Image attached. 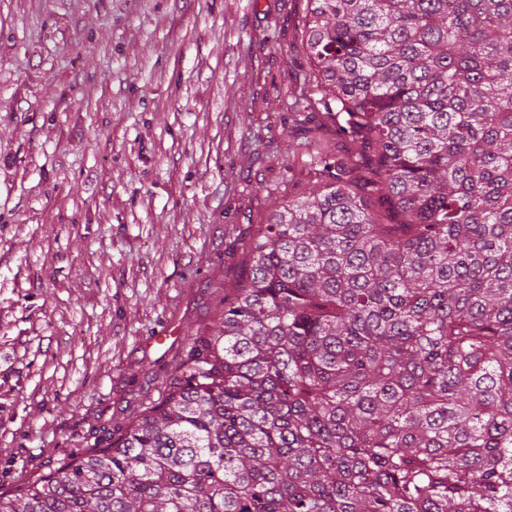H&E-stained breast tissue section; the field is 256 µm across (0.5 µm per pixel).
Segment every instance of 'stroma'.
Segmentation results:
<instances>
[{"label": "stroma", "mask_w": 512, "mask_h": 512, "mask_svg": "<svg viewBox=\"0 0 512 512\" xmlns=\"http://www.w3.org/2000/svg\"><path fill=\"white\" fill-rule=\"evenodd\" d=\"M305 0H0V492L161 397L308 190Z\"/></svg>", "instance_id": "1"}]
</instances>
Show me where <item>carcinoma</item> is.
<instances>
[{"label": "carcinoma", "instance_id": "1", "mask_svg": "<svg viewBox=\"0 0 512 512\" xmlns=\"http://www.w3.org/2000/svg\"><path fill=\"white\" fill-rule=\"evenodd\" d=\"M295 124L167 395L0 512H512V0H307Z\"/></svg>", "mask_w": 512, "mask_h": 512}]
</instances>
